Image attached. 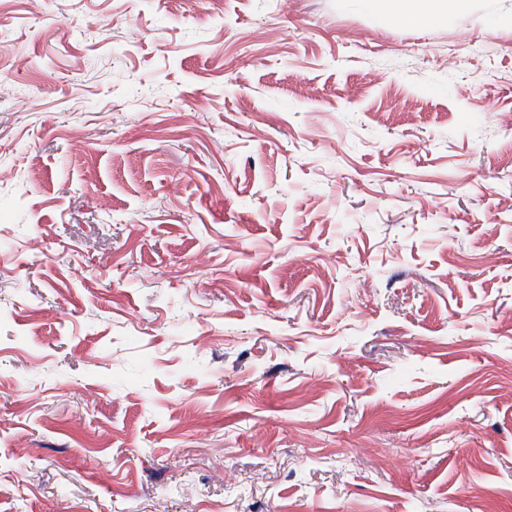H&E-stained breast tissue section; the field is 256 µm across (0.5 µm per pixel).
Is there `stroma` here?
Wrapping results in <instances>:
<instances>
[{
  "instance_id": "1",
  "label": "stroma",
  "mask_w": 512,
  "mask_h": 512,
  "mask_svg": "<svg viewBox=\"0 0 512 512\" xmlns=\"http://www.w3.org/2000/svg\"><path fill=\"white\" fill-rule=\"evenodd\" d=\"M0 0V512H512V0ZM463 0H368L383 8L386 4L396 17L418 21L429 19L438 21L447 18L448 2L462 3Z\"/></svg>"
}]
</instances>
